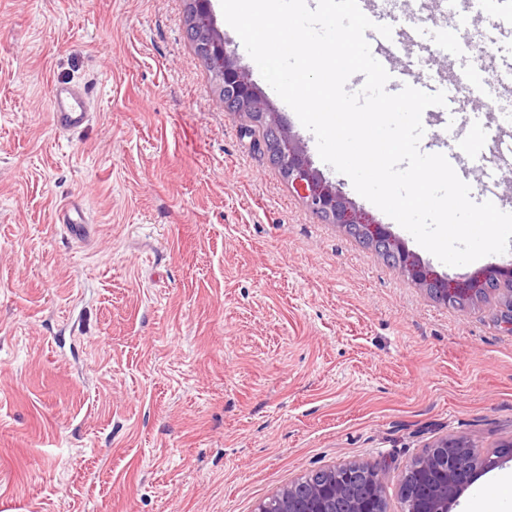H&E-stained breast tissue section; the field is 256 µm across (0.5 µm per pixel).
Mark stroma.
I'll return each mask as SVG.
<instances>
[{"mask_svg":"<svg viewBox=\"0 0 512 512\" xmlns=\"http://www.w3.org/2000/svg\"><path fill=\"white\" fill-rule=\"evenodd\" d=\"M399 63H460L412 0L385 8ZM188 0H0V512H255L297 477L383 463L387 512L426 446L512 440V334L497 298L460 311L313 215L225 112L187 36ZM460 41L498 61L468 0ZM217 26L314 168L451 278L512 262L436 261L324 163L314 134ZM88 84L91 120L59 134L50 90ZM424 140L512 113V82ZM80 206L91 232L55 222Z\"/></svg>","mask_w":512,"mask_h":512,"instance_id":"stroma-1","label":"stroma"}]
</instances>
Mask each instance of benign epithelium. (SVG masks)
<instances>
[{
	"label": "benign epithelium",
	"instance_id": "obj_1",
	"mask_svg": "<svg viewBox=\"0 0 512 512\" xmlns=\"http://www.w3.org/2000/svg\"><path fill=\"white\" fill-rule=\"evenodd\" d=\"M193 21L187 36L199 54L217 72L224 93V111L248 114L273 130L271 142H258L271 162L282 168L288 186L322 221L346 230L355 229L371 246L385 252L401 273L439 303L465 310L489 293L504 296L501 322L512 330V263L481 269L464 279L439 274L408 250L389 226L357 208L335 184L313 168L300 141L278 115L267 109L259 88L240 68L224 43L212 0H189ZM464 436H445L427 446L406 466L399 494L405 512H451L475 476L512 460V442L481 458ZM382 464L349 462L299 477L276 494L275 512H385L386 489L380 478Z\"/></svg>",
	"mask_w": 512,
	"mask_h": 512
}]
</instances>
